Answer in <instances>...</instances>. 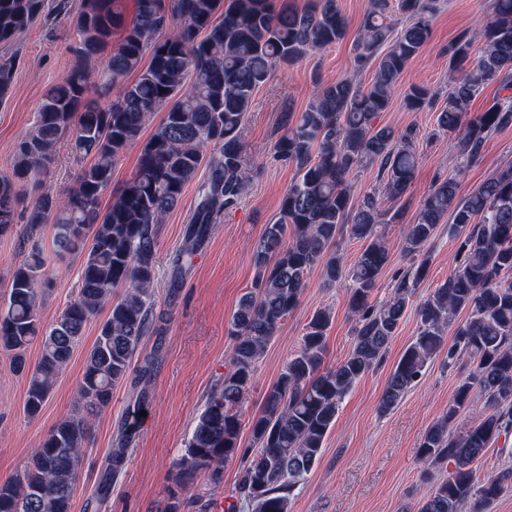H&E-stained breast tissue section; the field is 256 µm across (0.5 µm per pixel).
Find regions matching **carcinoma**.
I'll list each match as a JSON object with an SVG mask.
<instances>
[{
	"label": "carcinoma",
	"instance_id": "obj_1",
	"mask_svg": "<svg viewBox=\"0 0 512 512\" xmlns=\"http://www.w3.org/2000/svg\"><path fill=\"white\" fill-rule=\"evenodd\" d=\"M126 22L120 0H82L73 18L76 39L68 76L43 95L33 129L14 152L11 171L0 175V235L15 224L20 191L36 195L24 216L27 236L54 227L55 254L81 258L77 296L48 325L41 322V296L49 285L46 259L32 249L14 269L0 306V351L25 377L23 410L40 414L58 376L81 342L87 325L108 311L89 350L79 384L82 409L64 416L28 457L23 469L0 482V512H72L79 466L93 424L125 381L143 340L157 332L156 253L159 228L185 190L196 183L197 201L171 275L176 288L185 264L209 240L213 226L237 207L249 182L242 128L258 89L273 72L342 41L348 20L337 0L277 11L272 0H136ZM440 0H370L355 41L359 66L377 63L367 85L350 76L322 86L305 110L281 113L283 133L273 150L295 164L280 200L253 250L258 277L229 320L231 358L221 382L195 418L184 452L168 472L167 497L155 512H183L199 477L224 486V463L239 461L234 494L252 512H290L295 490L322 453L345 396L378 366L408 308L415 307L418 334L400 356L379 400L394 409L424 376L454 328L446 359L465 356L473 370L458 381L447 411L428 427L419 458L429 478L448 476L417 501L413 512H488L512 492V452L490 476L477 462L501 437L512 436V165L500 169L466 196L447 178L429 190L402 240L413 260L394 279L391 295L372 300L389 262L379 230L402 217L383 198L403 199L420 163L419 131L396 132L375 124L392 104V90L427 44ZM45 0H0V42H9L42 20ZM405 18L400 31L390 15ZM122 31L117 46L112 34ZM148 63H143L144 57ZM106 58V69L91 78ZM456 78L445 96L413 83L403 98L412 112L436 110L438 126L459 137L461 164L477 162L490 137L512 126V0H490L484 23L448 45ZM19 59L0 57V102L11 93ZM136 80L117 95L112 89L129 73ZM495 83L502 95L473 117L469 103ZM164 117L147 140L145 126ZM67 141L73 159L87 157L76 183L63 193L41 191L42 176ZM139 149L137 170L113 193L103 192L117 161ZM377 167L384 194H353V173ZM458 241L454 270L418 301L428 267L426 252L441 224ZM364 243L350 268L336 257L343 236ZM323 263L327 284L349 281V313L355 322L347 356L324 367L333 316L316 310L301 344L266 390L260 411L241 417L259 359L281 322L299 301L311 269ZM465 319L458 320L460 313ZM38 342L40 357L28 362ZM473 412L468 422L458 417ZM138 412L127 418L123 439L112 449L98 491L107 492L122 473L128 444L138 432Z\"/></svg>",
	"mask_w": 512,
	"mask_h": 512
}]
</instances>
